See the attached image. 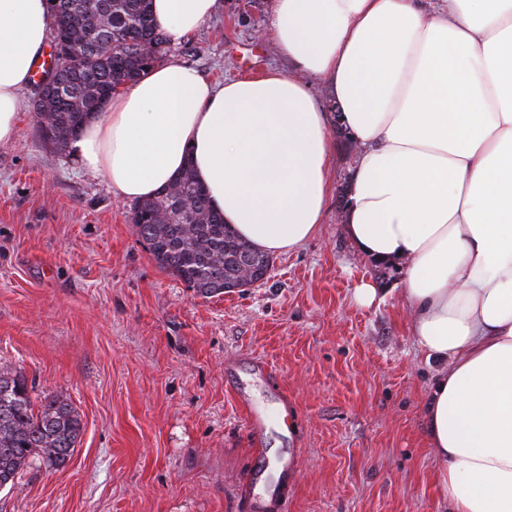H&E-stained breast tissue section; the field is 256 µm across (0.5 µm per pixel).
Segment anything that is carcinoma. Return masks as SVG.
<instances>
[{"instance_id": "cac0c4a2", "label": "carcinoma", "mask_w": 512, "mask_h": 512, "mask_svg": "<svg viewBox=\"0 0 512 512\" xmlns=\"http://www.w3.org/2000/svg\"><path fill=\"white\" fill-rule=\"evenodd\" d=\"M152 0H49L50 16L70 12L69 29L54 34L55 64L66 73L62 93H47L39 123L59 152L70 148L90 113L103 110L109 91L153 66L168 50L155 22ZM93 51L69 56L71 43ZM165 216L160 222L159 215ZM158 265L203 297L231 293L263 280L268 254L240 238L215 211L191 167L130 215ZM32 389L20 372L0 371V482L14 484L36 464L59 469L71 459L82 431L73 407L52 399L35 410Z\"/></svg>"}]
</instances>
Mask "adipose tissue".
Instances as JSON below:
<instances>
[{"label": "adipose tissue", "instance_id": "adipose-tissue-1", "mask_svg": "<svg viewBox=\"0 0 512 512\" xmlns=\"http://www.w3.org/2000/svg\"><path fill=\"white\" fill-rule=\"evenodd\" d=\"M215 3L152 8L176 43ZM49 20L48 0H0V143ZM269 23L285 68L220 84L156 64L71 148L129 201L192 164L225 223L282 254L325 216L333 99L360 147L345 229L405 268L412 335L434 366L436 482L452 512H512V0H271Z\"/></svg>", "mask_w": 512, "mask_h": 512}]
</instances>
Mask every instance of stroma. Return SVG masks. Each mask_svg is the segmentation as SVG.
Returning <instances> with one entry per match:
<instances>
[{"label": "stroma", "instance_id": "1", "mask_svg": "<svg viewBox=\"0 0 512 512\" xmlns=\"http://www.w3.org/2000/svg\"><path fill=\"white\" fill-rule=\"evenodd\" d=\"M270 0H217L167 61L220 82L281 66ZM19 93L0 144V370L34 405L59 398L82 433L63 468L0 489V512H242L256 457L288 458V512H450L423 406L434 368L410 332L406 272L345 236L359 151L331 128V196L319 232L273 256L267 279L205 298L163 270L129 222L132 202L40 133ZM378 290L360 304L361 282ZM266 361L272 382L250 373ZM269 419L260 436L224 369Z\"/></svg>", "mask_w": 512, "mask_h": 512}]
</instances>
